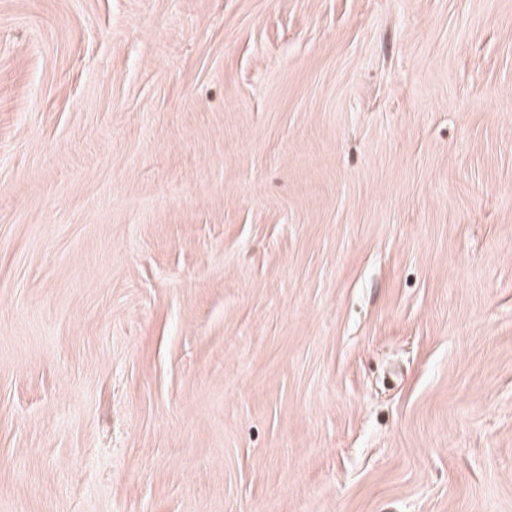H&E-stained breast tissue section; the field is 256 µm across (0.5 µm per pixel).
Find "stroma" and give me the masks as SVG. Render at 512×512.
I'll list each match as a JSON object with an SVG mask.
<instances>
[{"label": "stroma", "instance_id": "stroma-1", "mask_svg": "<svg viewBox=\"0 0 512 512\" xmlns=\"http://www.w3.org/2000/svg\"><path fill=\"white\" fill-rule=\"evenodd\" d=\"M0 512H512V0H0Z\"/></svg>", "mask_w": 512, "mask_h": 512}]
</instances>
